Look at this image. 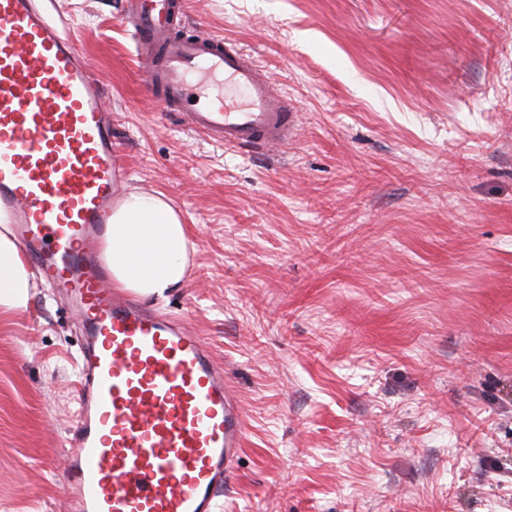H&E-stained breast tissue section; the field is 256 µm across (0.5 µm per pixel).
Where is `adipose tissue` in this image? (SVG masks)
Wrapping results in <instances>:
<instances>
[{
  "label": "adipose tissue",
  "instance_id": "adipose-tissue-1",
  "mask_svg": "<svg viewBox=\"0 0 512 512\" xmlns=\"http://www.w3.org/2000/svg\"><path fill=\"white\" fill-rule=\"evenodd\" d=\"M196 252L187 224L162 195L125 192L117 197L105 254L119 287L145 300L165 297L183 283ZM32 286L33 275L8 219L0 215V312L25 310Z\"/></svg>",
  "mask_w": 512,
  "mask_h": 512
}]
</instances>
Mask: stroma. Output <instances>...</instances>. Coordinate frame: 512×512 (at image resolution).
Segmentation results:
<instances>
[{
	"mask_svg": "<svg viewBox=\"0 0 512 512\" xmlns=\"http://www.w3.org/2000/svg\"><path fill=\"white\" fill-rule=\"evenodd\" d=\"M103 77L127 190L197 241L155 307L246 422L221 512H512V0H188L299 110L271 152L149 94L122 0H43ZM77 321L0 314V512H65Z\"/></svg>",
	"mask_w": 512,
	"mask_h": 512,
	"instance_id": "obj_1",
	"label": "stroma"
}]
</instances>
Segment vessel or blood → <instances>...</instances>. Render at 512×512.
<instances>
[{
    "label": "vessel or blood",
    "instance_id": "1",
    "mask_svg": "<svg viewBox=\"0 0 512 512\" xmlns=\"http://www.w3.org/2000/svg\"><path fill=\"white\" fill-rule=\"evenodd\" d=\"M183 0H126L146 89L197 135L270 150L297 114L254 58L180 36ZM105 88L74 33L39 0H0V212L82 327L66 512H217L246 438L205 342L115 287L100 255L125 183Z\"/></svg>",
    "mask_w": 512,
    "mask_h": 512
}]
</instances>
